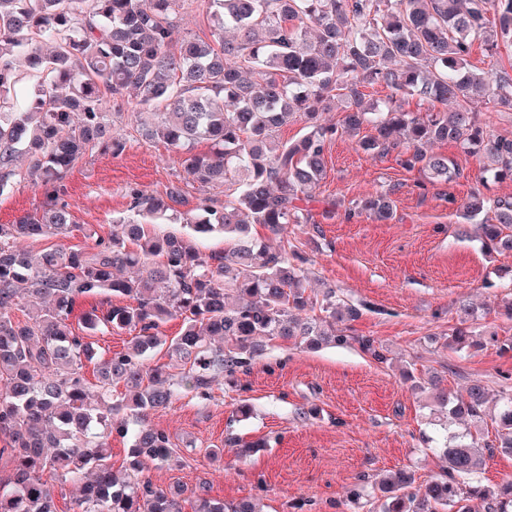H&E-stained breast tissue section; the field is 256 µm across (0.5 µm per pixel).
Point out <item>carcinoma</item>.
<instances>
[{
    "mask_svg": "<svg viewBox=\"0 0 512 512\" xmlns=\"http://www.w3.org/2000/svg\"><path fill=\"white\" fill-rule=\"evenodd\" d=\"M185 0H0V195L12 187L18 158L41 176L39 212L0 224V436L14 468L0 488V512H57L46 472L84 484L90 494L75 512H182V491L157 487L145 470L180 459L169 436L146 415L187 391L211 398L215 377L231 388L269 346L343 345L350 340L375 360L386 355L369 336H351L361 308L328 286L315 294L300 253L273 249L252 236V225L279 236L308 211L305 192L325 172L326 144L338 132L374 134L362 142L418 171L417 187L448 186L462 175L452 158L432 153L453 143L479 163V186L457 207L479 223L489 253L512 252V197L484 193L488 179L512 181V139L494 136L472 111L485 99L512 111V71L472 68L473 44L490 55L512 37V0H209L217 42L172 40ZM25 56L31 94L24 109L10 101L21 76L12 57ZM391 90L382 104H365L362 88ZM435 105L406 112L398 96ZM343 124L322 120L335 100ZM133 101L155 121L142 134L163 142L186 176L224 184V203L189 199L178 183L154 195L126 188L128 214L90 248H47L34 258L19 242L64 236L73 224L64 199L66 172L89 150L114 155L124 142L112 135L109 115ZM460 102L448 111V101ZM305 123L295 140L274 143L279 128ZM205 140L210 152H194ZM399 185L352 204L345 219L366 213L394 218ZM183 225L162 234L163 221ZM224 236L227 246L203 254L200 235ZM29 295L47 299L30 321L14 319ZM98 295L129 299L83 313V327L135 333L126 350L102 356L96 383L83 360L93 347L75 333L77 303ZM448 334L455 352L482 349L498 338L476 331L483 313L460 302ZM182 320L171 338L168 320ZM166 349L169 362L149 358ZM124 390L117 391V386ZM488 392L479 382L467 398L435 396L437 422L447 431L444 474L425 485L415 474H390L377 497L379 512H512V482L497 487L476 476L494 451L512 454V394L499 398L495 442L484 439ZM131 438L134 477L112 475V434ZM194 512H256L241 500L229 505L194 495Z\"/></svg>",
    "mask_w": 512,
    "mask_h": 512,
    "instance_id": "carcinoma-1",
    "label": "carcinoma"
}]
</instances>
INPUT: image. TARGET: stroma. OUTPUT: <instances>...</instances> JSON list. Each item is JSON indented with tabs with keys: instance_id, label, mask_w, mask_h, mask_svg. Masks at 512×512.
I'll return each instance as SVG.
<instances>
[{
	"instance_id": "obj_1",
	"label": "stroma",
	"mask_w": 512,
	"mask_h": 512,
	"mask_svg": "<svg viewBox=\"0 0 512 512\" xmlns=\"http://www.w3.org/2000/svg\"><path fill=\"white\" fill-rule=\"evenodd\" d=\"M139 116L125 105L112 113V131L125 149L115 155L89 152L69 170L65 198L73 224L67 235L25 241L31 254L50 246L87 247L112 231L113 216L127 207L125 189L136 183L152 194L181 183L191 197L223 201L224 186L188 179L165 145L142 137ZM373 133L337 136L326 145V172L311 194L307 223L288 225L281 238L262 226L256 236L272 246L288 242L309 260L312 285L326 282L363 307L353 324L357 339L369 336L388 351L381 363L356 342L310 351L277 342L257 359L235 391L216 381L213 397L187 394L148 420L165 431L180 466H154V484L187 489L206 487L210 497L231 504L252 499L258 512H372L374 505L347 506L359 477L377 484L387 473L408 469L418 483L435 478L446 462L435 452L439 438L428 422V393L404 380L438 374L456 396L482 382L490 399L512 392V350L490 346L476 353L444 348L441 337L457 322L459 301L487 309L481 327L512 342V318L504 299L512 296V253L486 255L474 225L462 223L455 205L464 201L479 175L475 158L454 144L434 152L455 159L464 175L450 188L426 191L416 186L418 172L406 171L395 155L364 151L361 140ZM398 185L389 223L360 215L345 220L342 211L326 217L330 204L360 200L386 185ZM455 204H448V197ZM43 197L37 177L25 174L0 195V224L39 211ZM248 399L250 418H238V399ZM259 443L258 451L238 458L226 451L227 438ZM224 449L223 465L211 463L210 450Z\"/></svg>"
}]
</instances>
